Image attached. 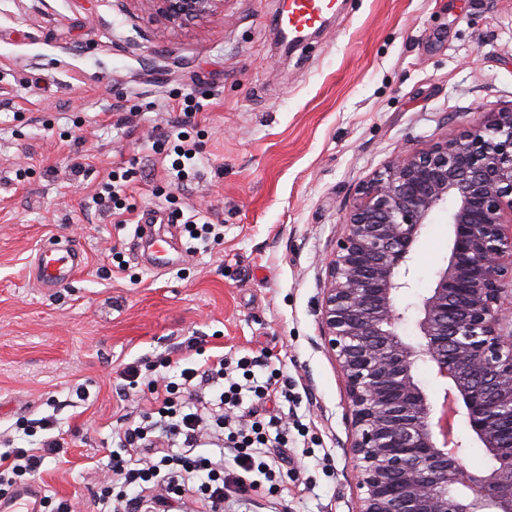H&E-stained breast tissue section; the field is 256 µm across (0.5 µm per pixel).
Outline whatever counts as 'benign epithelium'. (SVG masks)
Here are the masks:
<instances>
[{
	"label": "benign epithelium",
	"instance_id": "7a95c632",
	"mask_svg": "<svg viewBox=\"0 0 512 512\" xmlns=\"http://www.w3.org/2000/svg\"><path fill=\"white\" fill-rule=\"evenodd\" d=\"M139 2L162 31L224 20V0ZM442 206L446 265L399 308L420 230ZM320 314L345 384L356 512H512V108L397 153L359 186ZM408 320L414 344L397 332ZM420 363L443 385L439 405L416 377ZM461 413L494 461L485 474L463 465Z\"/></svg>",
	"mask_w": 512,
	"mask_h": 512
}]
</instances>
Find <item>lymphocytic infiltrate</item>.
I'll use <instances>...</instances> for the list:
<instances>
[{"label":"lymphocytic infiltrate","instance_id":"lymphocytic-infiltrate-1","mask_svg":"<svg viewBox=\"0 0 512 512\" xmlns=\"http://www.w3.org/2000/svg\"><path fill=\"white\" fill-rule=\"evenodd\" d=\"M170 109L177 112L178 119L164 139L173 145L172 168L182 181L189 176L186 163L190 154L198 150L189 130L203 105L187 95ZM263 365L258 356L247 355L234 362L221 355L210 356L200 366L182 368L177 383L129 367L125 376L130 387L144 385L154 410L144 414L140 422L120 426L117 431L119 448L110 454L105 480L112 512H140V501L129 496V487L160 482L166 496L180 497L186 480L193 478L209 512H223L226 468L223 458L200 453L206 439L215 441L218 448L230 449L234 464L242 472L238 484L257 488L266 482L277 483L280 474L264 455L266 449L288 446L287 420L277 415L266 421L251 420L241 413L244 403L255 405L271 392L288 389L277 373L258 379L255 371ZM214 386L221 389L216 399H202V391ZM59 446L57 439L47 438L37 448L0 453V497L12 498L18 477L36 472L46 455L56 453Z\"/></svg>","mask_w":512,"mask_h":512}]
</instances>
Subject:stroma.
<instances>
[{
  "instance_id": "stroma-1",
  "label": "stroma",
  "mask_w": 512,
  "mask_h": 512,
  "mask_svg": "<svg viewBox=\"0 0 512 512\" xmlns=\"http://www.w3.org/2000/svg\"><path fill=\"white\" fill-rule=\"evenodd\" d=\"M280 0H224V19L157 33L132 0H0V437L37 447L27 421L57 419L64 442L33 479L74 512H98L88 469L105 470L121 416L145 398L113 390L128 367L265 353L302 396L308 449H269L286 475L224 512H355L344 382L321 338L325 262L356 187L401 149L512 106V0H337L316 36L278 45ZM203 99L192 137L199 173L170 182L152 138L166 105ZM135 168V213L91 196L112 169ZM222 225L190 239L171 211ZM150 220L176 265L143 257ZM448 210L424 225L399 305L433 288L448 255ZM47 240L85 258L63 288H37Z\"/></svg>"
}]
</instances>
